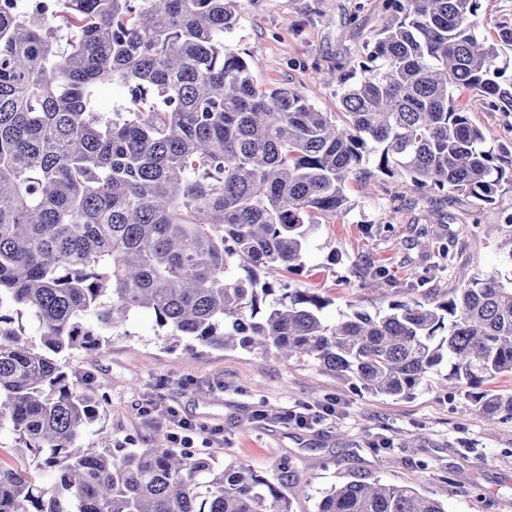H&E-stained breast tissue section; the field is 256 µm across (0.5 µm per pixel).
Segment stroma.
<instances>
[{"instance_id":"obj_1","label":"stroma","mask_w":512,"mask_h":512,"mask_svg":"<svg viewBox=\"0 0 512 512\" xmlns=\"http://www.w3.org/2000/svg\"><path fill=\"white\" fill-rule=\"evenodd\" d=\"M237 14L225 42L255 61L257 86L296 89L336 114L340 89L329 74L367 53L391 10L387 0H238ZM345 193L347 210L322 218L305 272L290 278L329 299L327 320L383 313L393 299L425 303L494 271L512 278V192L482 208L457 194L404 197L369 162ZM378 267L393 279L390 298L369 284ZM59 362L99 403L92 446L103 436L125 448L167 447L165 427L145 409L171 405L220 430L215 462H243L272 480L288 472L292 512H318L326 492L361 478L413 487L447 512H512V419L488 424L466 386L444 381L445 364L412 397L374 396L312 359L171 345L146 310L125 335ZM291 410L311 414V425L289 423Z\"/></svg>"}]
</instances>
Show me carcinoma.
Segmentation results:
<instances>
[{
  "label": "carcinoma",
  "mask_w": 512,
  "mask_h": 512,
  "mask_svg": "<svg viewBox=\"0 0 512 512\" xmlns=\"http://www.w3.org/2000/svg\"><path fill=\"white\" fill-rule=\"evenodd\" d=\"M361 65L339 75L345 120L265 90L224 43L236 0L0 5V428L51 475L0 466V512H291L243 463L179 448L84 445L97 408L57 356L95 348L139 310L170 338L312 358L368 393L414 394L444 362L488 417L512 395V287L494 272L446 299L394 301L334 322L303 272L318 218L347 209L364 157L405 193L481 205L512 190V150L488 142L466 93L512 112V27L488 42L481 0H388ZM117 88L110 113L95 108ZM318 512H446L411 487L351 480Z\"/></svg>",
  "instance_id": "carcinoma-1"
}]
</instances>
